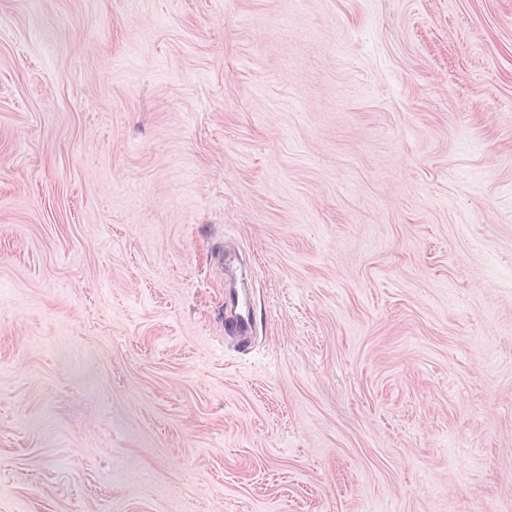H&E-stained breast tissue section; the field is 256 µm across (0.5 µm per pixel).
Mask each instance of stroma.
<instances>
[{
	"instance_id": "obj_1",
	"label": "stroma",
	"mask_w": 512,
	"mask_h": 512,
	"mask_svg": "<svg viewBox=\"0 0 512 512\" xmlns=\"http://www.w3.org/2000/svg\"><path fill=\"white\" fill-rule=\"evenodd\" d=\"M0 512H512V0H0ZM243 296V291L237 293L236 295H225L224 303L226 306H230L231 309L234 308V318L232 324L237 329V331L241 334H247L251 329V317L250 313L244 308L241 298Z\"/></svg>"
}]
</instances>
